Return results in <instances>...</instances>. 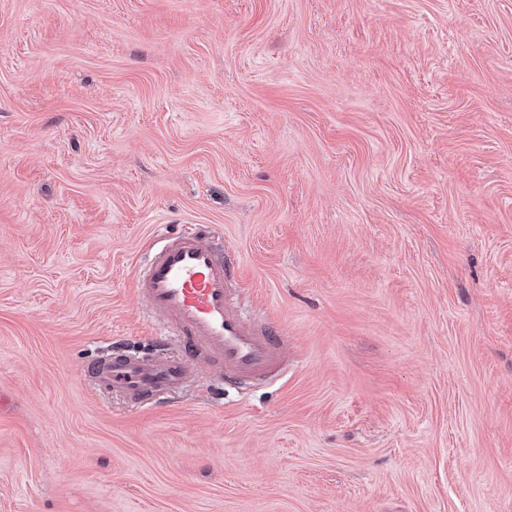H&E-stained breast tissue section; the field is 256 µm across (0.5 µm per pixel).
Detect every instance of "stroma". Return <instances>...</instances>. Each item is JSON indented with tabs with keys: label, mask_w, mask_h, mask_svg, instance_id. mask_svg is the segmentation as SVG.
Masks as SVG:
<instances>
[{
	"label": "stroma",
	"mask_w": 512,
	"mask_h": 512,
	"mask_svg": "<svg viewBox=\"0 0 512 512\" xmlns=\"http://www.w3.org/2000/svg\"><path fill=\"white\" fill-rule=\"evenodd\" d=\"M201 224L287 371L100 390ZM0 512H512V0H0Z\"/></svg>",
	"instance_id": "1"
}]
</instances>
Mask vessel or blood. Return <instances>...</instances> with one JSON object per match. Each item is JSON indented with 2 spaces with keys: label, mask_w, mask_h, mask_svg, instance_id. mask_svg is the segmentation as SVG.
Masks as SVG:
<instances>
[{
  "label": "vessel or blood",
  "mask_w": 512,
  "mask_h": 512,
  "mask_svg": "<svg viewBox=\"0 0 512 512\" xmlns=\"http://www.w3.org/2000/svg\"><path fill=\"white\" fill-rule=\"evenodd\" d=\"M236 267L218 250L208 226L153 249L134 276L136 294L163 316L182 350L157 346L147 354L111 348L89 362L95 384L139 403L153 404L183 389L190 365L211 361L225 384L267 381L287 366V337L247 321L236 302Z\"/></svg>",
  "instance_id": "b4317fda"
}]
</instances>
